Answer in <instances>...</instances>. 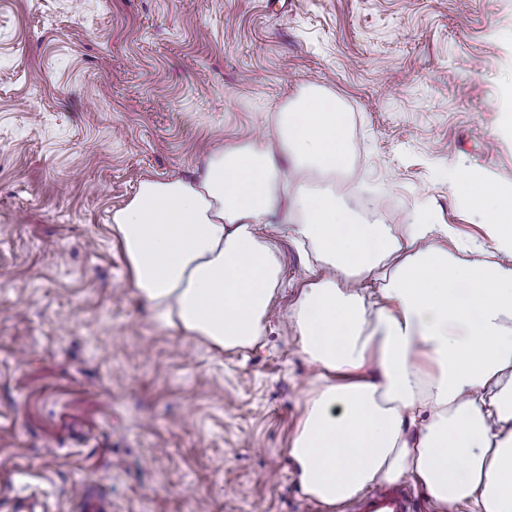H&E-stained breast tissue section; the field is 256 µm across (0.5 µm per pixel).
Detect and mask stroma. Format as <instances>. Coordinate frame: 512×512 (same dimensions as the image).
<instances>
[{
	"label": "stroma",
	"instance_id": "1",
	"mask_svg": "<svg viewBox=\"0 0 512 512\" xmlns=\"http://www.w3.org/2000/svg\"><path fill=\"white\" fill-rule=\"evenodd\" d=\"M512 0H0V512H346L305 496L289 442L311 386L283 312L309 274L281 240L280 317L245 351L166 327L112 213L145 176L273 142L318 85L351 115L337 194L385 224L429 206L488 249L448 166L512 184L499 137Z\"/></svg>",
	"mask_w": 512,
	"mask_h": 512
}]
</instances>
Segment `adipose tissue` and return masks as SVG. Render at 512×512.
Here are the masks:
<instances>
[{
	"label": "adipose tissue",
	"mask_w": 512,
	"mask_h": 512,
	"mask_svg": "<svg viewBox=\"0 0 512 512\" xmlns=\"http://www.w3.org/2000/svg\"><path fill=\"white\" fill-rule=\"evenodd\" d=\"M347 114L306 86L277 113L276 150L212 152L193 181L143 178L112 214L131 282L168 327L219 349L264 335L282 285L278 232L312 256L288 310L315 371L290 441L294 475L329 506L408 479L434 512H512V187L449 167L494 244L437 243L429 207L383 224L337 195Z\"/></svg>",
	"instance_id": "1"
}]
</instances>
